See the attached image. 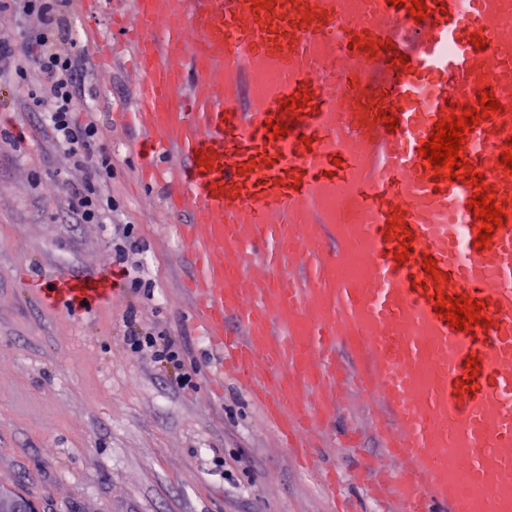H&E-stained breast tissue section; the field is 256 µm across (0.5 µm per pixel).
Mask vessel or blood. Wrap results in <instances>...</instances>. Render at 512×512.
<instances>
[{
	"mask_svg": "<svg viewBox=\"0 0 512 512\" xmlns=\"http://www.w3.org/2000/svg\"><path fill=\"white\" fill-rule=\"evenodd\" d=\"M272 2L120 0L111 38L90 39L139 77L122 120L151 136L141 180L176 221L217 371L301 455L345 388L366 395L386 446L351 478L390 479L367 487L386 512H512V0H423L421 18ZM485 93L499 107L465 134L463 167L435 169L420 150L436 123ZM479 191L504 210L485 247ZM93 291L64 281L51 300ZM441 296L482 302V322L453 327Z\"/></svg>",
	"mask_w": 512,
	"mask_h": 512,
	"instance_id": "b4317fda",
	"label": "vessel or blood"
}]
</instances>
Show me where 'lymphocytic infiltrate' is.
I'll list each match as a JSON object with an SVG mask.
<instances>
[{
    "label": "lymphocytic infiltrate",
    "instance_id": "lymphocytic-infiltrate-1",
    "mask_svg": "<svg viewBox=\"0 0 512 512\" xmlns=\"http://www.w3.org/2000/svg\"><path fill=\"white\" fill-rule=\"evenodd\" d=\"M73 2L0 0V77L13 71L36 77L39 100L46 105L42 121L50 130L53 145L68 158L71 169L82 173L80 182L71 186L58 179L44 181L42 197L56 198L62 188H69L68 223L111 225L113 259L123 266L138 253L139 245L132 240L130 224L112 195V157L103 144L102 131L95 121L77 119L88 109L83 82L90 60L65 25L64 13ZM26 15L39 21L37 48L27 52L13 42L17 20ZM127 346L131 353L147 350L156 364L177 368L179 386L192 384L195 369L183 368L179 348L162 333L131 329Z\"/></svg>",
    "mask_w": 512,
    "mask_h": 512
}]
</instances>
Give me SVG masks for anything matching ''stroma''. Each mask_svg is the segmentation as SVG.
<instances>
[{
    "instance_id": "obj_1",
    "label": "stroma",
    "mask_w": 512,
    "mask_h": 512,
    "mask_svg": "<svg viewBox=\"0 0 512 512\" xmlns=\"http://www.w3.org/2000/svg\"><path fill=\"white\" fill-rule=\"evenodd\" d=\"M103 68L112 75L106 85L96 81ZM136 83L124 63L99 61L85 91L145 272L140 287L120 285L71 308L53 305L50 288L111 279L110 227L63 223L66 197H41L39 182L66 169V157L40 121L37 86L25 77L0 84V129L26 135L20 148L0 146V490L28 499L34 512H325L315 474L279 446L236 383L215 378L183 289L174 221L159 190L141 184L130 149L140 137L121 119ZM130 322L180 343L194 385L178 387L175 369L132 355ZM369 415L368 402L348 392L336 428H365L362 446L324 441L318 454L350 469L378 451ZM234 457L247 466L231 483L224 462Z\"/></svg>"
}]
</instances>
